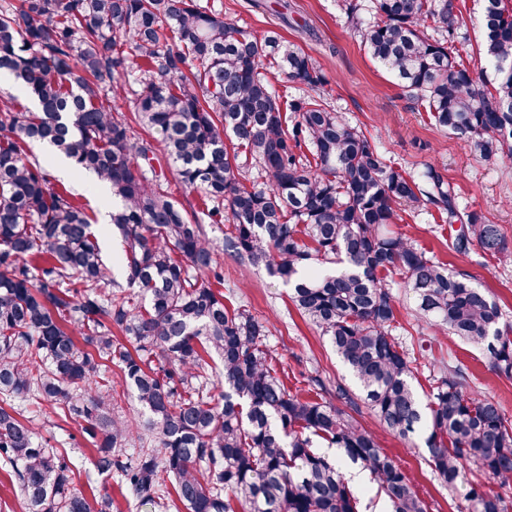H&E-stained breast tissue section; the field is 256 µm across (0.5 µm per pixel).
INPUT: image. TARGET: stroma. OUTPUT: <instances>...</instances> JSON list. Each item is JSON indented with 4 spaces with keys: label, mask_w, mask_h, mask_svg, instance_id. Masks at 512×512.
Returning <instances> with one entry per match:
<instances>
[{
    "label": "stroma",
    "mask_w": 512,
    "mask_h": 512,
    "mask_svg": "<svg viewBox=\"0 0 512 512\" xmlns=\"http://www.w3.org/2000/svg\"><path fill=\"white\" fill-rule=\"evenodd\" d=\"M290 2L293 10L284 18L279 0H209L225 18L256 36L274 31L300 45L326 78L320 94L329 108L360 127L396 166L416 172L424 165H435L455 186L460 212H478L489 223L499 225L512 241V164L480 159L466 137L442 130L428 112L405 98L395 79L372 60L337 0ZM42 163L53 185L62 184L81 194L95 219L93 231L113 266V276L121 278L117 265L121 246L105 233L99 221L102 211L112 207L110 192L94 187L92 178L77 170L58 171L53 159L43 158ZM392 229L432 251L451 269L467 274L472 285L485 289L512 316V265H501L475 246L465 254L455 252L451 247L454 232L437 209L415 213L398 209ZM222 262L227 301L250 310L266 324V346L289 388L307 393L306 380L314 376L331 383H349L327 338L292 305L288 285L231 257H223ZM391 281L397 299L396 334L411 357L422 362L414 382L418 392H429L435 360L459 363L467 372L470 390L494 396L506 415L512 417V379L490 370L484 350L419 319L412 292L399 276H392ZM356 418L364 427L378 432L383 450L414 479L429 512H468L464 489L449 491L432 471L421 438L404 439L380 431L374 415L365 407ZM34 419L50 445L67 453L74 462L80 473L75 486L86 497L108 492L114 500L113 512H154L122 496L114 478L95 471L92 446L75 434L71 425H60L51 413L35 414Z\"/></svg>",
    "instance_id": "1"
}]
</instances>
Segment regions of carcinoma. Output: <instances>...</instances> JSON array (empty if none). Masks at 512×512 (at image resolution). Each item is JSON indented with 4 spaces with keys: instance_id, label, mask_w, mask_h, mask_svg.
I'll use <instances>...</instances> for the list:
<instances>
[{
    "instance_id": "carcinoma-1",
    "label": "carcinoma",
    "mask_w": 512,
    "mask_h": 512,
    "mask_svg": "<svg viewBox=\"0 0 512 512\" xmlns=\"http://www.w3.org/2000/svg\"><path fill=\"white\" fill-rule=\"evenodd\" d=\"M372 59L435 124L469 139L486 161L512 163V8L485 0L479 53L463 59L457 0H340ZM433 27L438 37L424 30ZM269 61L316 90L324 77L298 44L258 38L198 0H3L0 74L36 105L0 95V462L26 512H112L89 502L74 465L47 447L30 417L47 406L93 446L100 474L163 510L174 490L185 512H359L345 463L369 470L390 512H428L411 478L375 432L322 398L288 391L267 350V328L224 304L218 252L292 285L299 313L327 336L380 427L426 433L432 470L470 512H509L508 497L473 475L512 485V419L467 390L461 365H442L426 397L419 367L393 336L396 297L383 274L413 293L420 319L489 354L512 378V320L412 239L389 229L396 207L433 206L462 222L453 248L503 264L512 248L495 224L457 210L434 166L392 165L364 132L319 96L283 115ZM132 97L139 124L159 136L185 188L203 192L206 216L226 223L223 246L168 196L155 146L134 133L109 96ZM39 143L93 175L112 194L109 231L124 250L112 277L92 219L74 190L51 186L28 148ZM259 166L265 181L246 175ZM219 361L215 398L207 358ZM121 381L112 380V367ZM131 392L146 419L129 453V424L112 415ZM323 441L336 458L317 449Z\"/></svg>"
}]
</instances>
